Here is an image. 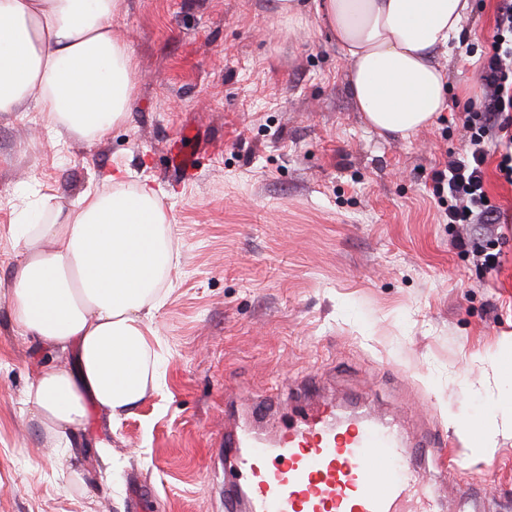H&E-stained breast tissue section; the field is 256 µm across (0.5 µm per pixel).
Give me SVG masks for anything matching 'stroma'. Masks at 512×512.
<instances>
[{
  "instance_id": "35a3bbf8",
  "label": "stroma",
  "mask_w": 512,
  "mask_h": 512,
  "mask_svg": "<svg viewBox=\"0 0 512 512\" xmlns=\"http://www.w3.org/2000/svg\"><path fill=\"white\" fill-rule=\"evenodd\" d=\"M306 2L288 17L273 0H119L112 27L137 67L125 122L60 146L46 113L0 114L1 285L16 195L71 202L119 167L160 190L179 252L158 391L117 424L90 408L66 451L19 405L66 360L21 337L0 300V512H224L225 428L276 432L310 406L311 378L319 401L397 422L446 506L464 486L479 512H503L512 429L476 446L462 425L512 390V184L491 154L497 224L447 223L433 193L468 145L499 0H470L465 39L440 54L448 110L408 140L363 124L321 0ZM183 128L203 159L179 179L166 154ZM460 235L497 267L455 249ZM431 433L454 459L420 447Z\"/></svg>"
}]
</instances>
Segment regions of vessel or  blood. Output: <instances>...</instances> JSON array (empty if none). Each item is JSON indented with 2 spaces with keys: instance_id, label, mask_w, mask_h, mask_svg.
Listing matches in <instances>:
<instances>
[{
  "instance_id": "vessel-or-blood-1",
  "label": "vessel or blood",
  "mask_w": 512,
  "mask_h": 512,
  "mask_svg": "<svg viewBox=\"0 0 512 512\" xmlns=\"http://www.w3.org/2000/svg\"><path fill=\"white\" fill-rule=\"evenodd\" d=\"M198 165L180 148L168 153L175 175ZM224 453L225 512H438L395 423L366 411L342 419L319 404L272 439L230 429Z\"/></svg>"
}]
</instances>
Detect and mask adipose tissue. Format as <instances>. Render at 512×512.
<instances>
[{"label":"adipose tissue","mask_w":512,"mask_h":512,"mask_svg":"<svg viewBox=\"0 0 512 512\" xmlns=\"http://www.w3.org/2000/svg\"><path fill=\"white\" fill-rule=\"evenodd\" d=\"M118 0H0V112L47 113L55 138L94 146L124 121L133 88L128 44L112 31ZM468 0H322L347 59L349 92L365 124L409 139L448 108L435 57L461 37ZM78 202L14 205L20 258L10 313L20 335L68 357L24 390L22 413L61 448L89 406L119 421L158 386L156 316L173 286L176 252L158 190L127 188Z\"/></svg>","instance_id":"adipose-tissue-1"}]
</instances>
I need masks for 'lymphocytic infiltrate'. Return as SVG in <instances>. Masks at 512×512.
Returning <instances> with one entry per match:
<instances>
[{
	"mask_svg": "<svg viewBox=\"0 0 512 512\" xmlns=\"http://www.w3.org/2000/svg\"><path fill=\"white\" fill-rule=\"evenodd\" d=\"M490 50L482 61L479 83L483 95L476 109L467 111L463 125L469 133V150L450 157L446 172L436 176V192L448 197L445 215L452 224L481 221L495 224L500 213L485 188L490 138L504 137L505 151L497 165L512 183V0H500Z\"/></svg>",
	"mask_w": 512,
	"mask_h": 512,
	"instance_id": "f902f5d3",
	"label": "lymphocytic infiltrate"
}]
</instances>
